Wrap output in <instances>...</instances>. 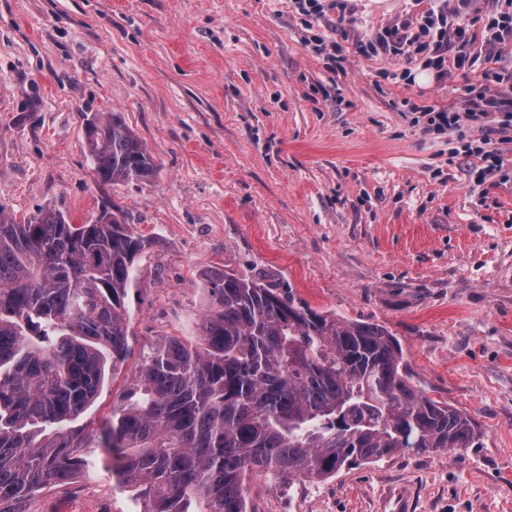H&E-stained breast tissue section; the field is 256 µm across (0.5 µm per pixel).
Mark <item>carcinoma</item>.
I'll use <instances>...</instances> for the list:
<instances>
[{"label":"carcinoma","instance_id":"obj_1","mask_svg":"<svg viewBox=\"0 0 512 512\" xmlns=\"http://www.w3.org/2000/svg\"><path fill=\"white\" fill-rule=\"evenodd\" d=\"M85 150L103 182L157 173L120 112L92 114ZM150 245L115 205L91 224L50 207L19 221L0 207V512L89 472L98 448L135 512H248L254 476L321 480L473 447L470 415L412 384L385 327L220 268L203 273L196 338L142 349L111 414L71 427L134 354L126 298Z\"/></svg>","mask_w":512,"mask_h":512}]
</instances>
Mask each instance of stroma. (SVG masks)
<instances>
[{"mask_svg":"<svg viewBox=\"0 0 512 512\" xmlns=\"http://www.w3.org/2000/svg\"><path fill=\"white\" fill-rule=\"evenodd\" d=\"M344 5L308 26L293 0H0V207L75 224L128 211L152 242L128 296L134 349L195 335L203 270L264 273L297 303L386 327L414 383L477 424L459 451L254 479L251 512H512V125L468 118L469 87L512 69V44L489 52L471 26L469 67L441 78L359 45L442 0ZM429 108L458 126L433 129ZM109 111L150 149L152 181L98 180L84 118ZM485 137L504 167L479 184L465 147ZM133 507L102 465L26 504Z\"/></svg>","mask_w":512,"mask_h":512,"instance_id":"35a3bbf8","label":"stroma"}]
</instances>
